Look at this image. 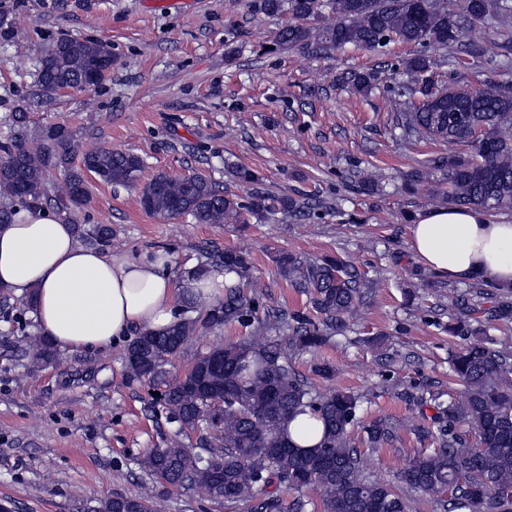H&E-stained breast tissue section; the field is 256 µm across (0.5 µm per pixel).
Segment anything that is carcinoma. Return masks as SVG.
Here are the masks:
<instances>
[{
	"instance_id": "carcinoma-1",
	"label": "carcinoma",
	"mask_w": 512,
	"mask_h": 512,
	"mask_svg": "<svg viewBox=\"0 0 512 512\" xmlns=\"http://www.w3.org/2000/svg\"><path fill=\"white\" fill-rule=\"evenodd\" d=\"M269 16L290 15L274 34L277 49L328 53L339 48L379 51L392 41L424 48H454L471 57L509 58L512 36L491 45L460 42L463 29H502L512 21V0H260ZM434 60L415 54L400 64L398 88L410 102L398 112L396 126L404 140L433 139L462 145L464 150L437 155L402 174L401 189L415 193L427 186L436 198L454 207L486 212L512 211V87L488 81L482 88L448 86L438 90L425 79ZM112 68V51L104 42L62 38L42 60L39 97L45 104L66 84L78 85L94 70ZM341 80L364 95L377 81L374 72L349 73ZM77 144L63 124L44 127L29 139L20 135L0 146V198L41 210L49 202L65 220L89 203L86 175L114 187L139 184L140 156L94 145L73 165ZM62 172V181L48 191V174ZM230 178L254 189L231 194L200 173L155 174L141 186L143 209L161 219L189 216L198 224L244 223L270 213L284 220L307 217L327 208L322 201H299L258 188L259 174L236 166ZM355 185L363 192L381 191L378 176L355 166ZM89 246H112L109 224L86 229L76 225ZM197 270L222 266L244 277L251 265L242 250L206 252ZM275 262L291 287L306 295L305 309L271 308L257 293L239 285L224 286L216 305L187 300L177 320L164 332H144L130 341L125 361L130 375L155 392L149 408L174 425L173 437L146 450L140 467L151 484L191 491L201 500L229 507L251 504V512H410L401 493L406 486L438 499L443 512H512V343L487 337L483 323L468 315L469 297H486V322L512 324V288L474 281L459 294L458 316L448 334L464 343L451 357V380L460 391L426 395L393 383L388 390L406 404L432 403L433 425L418 430V448L398 472L396 482L378 480L370 469V453L398 438L396 424L378 418L362 426L356 445L352 428L359 421L362 396L350 391H318L288 362V350L315 351L354 317L363 300L356 269L337 257L309 260L280 253ZM238 324L248 330L241 340L218 346L197 357L181 378L169 377L167 366L198 328ZM283 333L277 339L267 330ZM33 363L59 360L44 336L22 349ZM300 414L322 425V437L311 448L296 444L288 425ZM186 431L199 432V451L179 441ZM296 496L289 500L285 491ZM130 503L136 512H153L151 495H115L100 512H121Z\"/></svg>"
}]
</instances>
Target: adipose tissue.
Instances as JSON below:
<instances>
[{"instance_id":"adipose-tissue-1","label":"adipose tissue","mask_w":512,"mask_h":512,"mask_svg":"<svg viewBox=\"0 0 512 512\" xmlns=\"http://www.w3.org/2000/svg\"><path fill=\"white\" fill-rule=\"evenodd\" d=\"M408 246L448 279L512 285V223L485 211H420L408 226ZM236 279L214 271L172 279L162 260L81 245L73 225L47 210L20 209L0 226V286L33 298L39 330L69 352L104 349L136 331H164L184 300L218 303Z\"/></svg>"}]
</instances>
